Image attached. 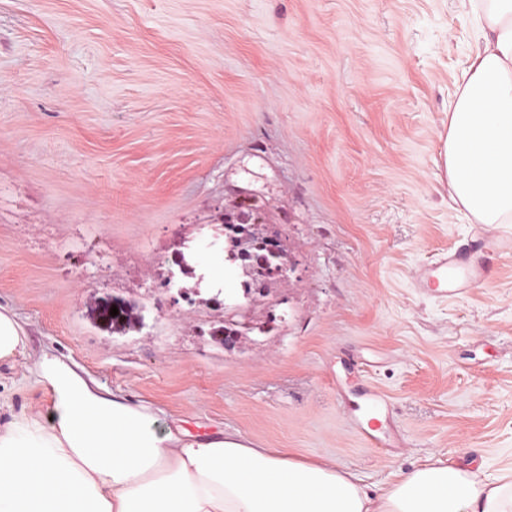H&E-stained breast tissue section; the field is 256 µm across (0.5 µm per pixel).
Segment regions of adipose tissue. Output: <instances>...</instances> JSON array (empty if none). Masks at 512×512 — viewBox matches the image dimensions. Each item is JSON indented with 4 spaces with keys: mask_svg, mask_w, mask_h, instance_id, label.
Listing matches in <instances>:
<instances>
[{
    "mask_svg": "<svg viewBox=\"0 0 512 512\" xmlns=\"http://www.w3.org/2000/svg\"><path fill=\"white\" fill-rule=\"evenodd\" d=\"M476 51L448 105L441 157L474 223L512 224V0H460ZM50 405L0 426V512H512V466L435 459L369 493L329 462L237 434L190 438L151 408L103 393L42 357Z\"/></svg>",
    "mask_w": 512,
    "mask_h": 512,
    "instance_id": "1",
    "label": "adipose tissue"
}]
</instances>
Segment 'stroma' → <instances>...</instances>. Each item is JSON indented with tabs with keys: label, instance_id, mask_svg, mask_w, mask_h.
<instances>
[{
	"label": "stroma",
	"instance_id": "1",
	"mask_svg": "<svg viewBox=\"0 0 512 512\" xmlns=\"http://www.w3.org/2000/svg\"><path fill=\"white\" fill-rule=\"evenodd\" d=\"M475 49L460 0H0V306L28 335L0 422L47 408L48 355L191 435L371 486L511 462L512 224L468 223L440 157ZM241 188L297 273L228 350L204 273L241 304L220 239ZM444 249L482 270L469 292L415 288ZM112 298L139 326L94 324ZM371 391L374 445L351 423ZM368 399H369V403H368L369 408L376 410L380 415V419L375 418V419H371L369 421H365V419L359 420V422L363 425L361 427V434L365 436L366 440L378 441V436L374 433V431L377 429L376 428L377 424L382 425L383 422L385 421L383 412L389 413L388 401L382 394H380L376 391L370 393L368 395ZM364 424L367 425V428L364 427Z\"/></svg>",
	"mask_w": 512,
	"mask_h": 512
}]
</instances>
